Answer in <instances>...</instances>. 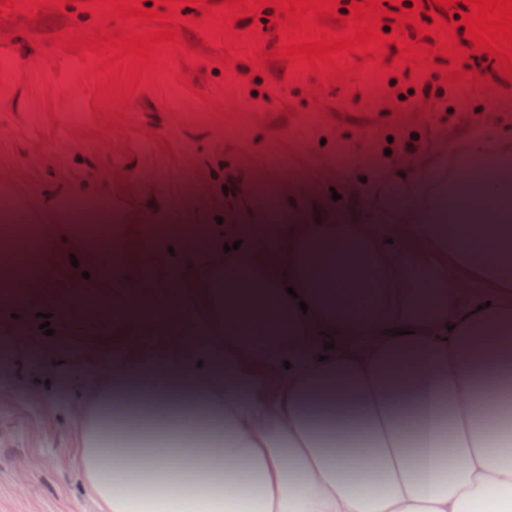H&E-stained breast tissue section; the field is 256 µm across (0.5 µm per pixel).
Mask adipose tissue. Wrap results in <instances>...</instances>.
I'll return each instance as SVG.
<instances>
[{
  "instance_id": "obj_1",
  "label": "adipose tissue",
  "mask_w": 512,
  "mask_h": 512,
  "mask_svg": "<svg viewBox=\"0 0 512 512\" xmlns=\"http://www.w3.org/2000/svg\"><path fill=\"white\" fill-rule=\"evenodd\" d=\"M378 224L145 240L182 285L83 354L74 439L97 512H512V184ZM41 227L0 231V263ZM112 387L91 393L97 370Z\"/></svg>"
}]
</instances>
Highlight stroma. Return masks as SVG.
<instances>
[{
    "instance_id": "35a3bbf8",
    "label": "stroma",
    "mask_w": 512,
    "mask_h": 512,
    "mask_svg": "<svg viewBox=\"0 0 512 512\" xmlns=\"http://www.w3.org/2000/svg\"><path fill=\"white\" fill-rule=\"evenodd\" d=\"M92 18L69 2L33 19L0 16V38L20 54L15 83H0V187L18 224L43 226L48 239L28 285L56 307L88 286L97 297L88 320L52 314L49 336L35 311L0 308L14 319L0 333V512H96L74 466L71 367L84 347L111 339L112 311L125 302L123 282L90 253L100 225L119 238L168 231L193 250L218 220L252 224L277 205L300 224L342 219L386 192L457 180L477 152L512 163V83L472 79L456 90L435 69L436 97L410 107L413 84L393 67L341 74L320 90L313 75L285 77L282 59L255 75L241 48L250 21L239 18V56L211 29H182L184 48L122 97L101 90L98 53L54 38L116 27Z\"/></svg>"
}]
</instances>
